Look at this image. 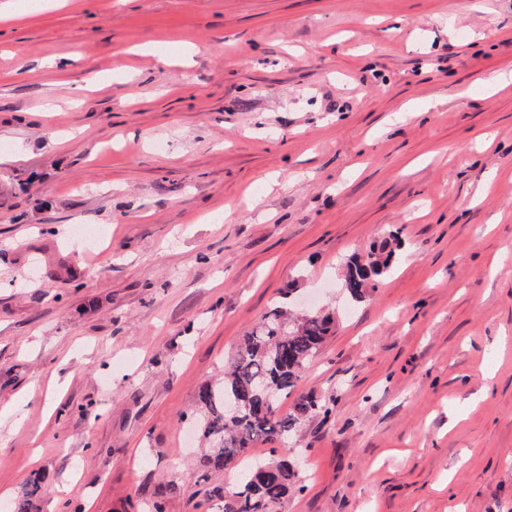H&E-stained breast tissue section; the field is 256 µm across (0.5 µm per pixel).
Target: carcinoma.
I'll return each mask as SVG.
<instances>
[{"instance_id": "1", "label": "carcinoma", "mask_w": 512, "mask_h": 512, "mask_svg": "<svg viewBox=\"0 0 512 512\" xmlns=\"http://www.w3.org/2000/svg\"><path fill=\"white\" fill-rule=\"evenodd\" d=\"M394 254L386 240L348 262L343 284L352 299L363 298L369 282L389 271ZM334 328L329 313L292 317L286 308L276 307L244 336L223 379L199 388L197 425L210 443L204 465L214 474L241 468L234 486L212 489L222 502L219 512H277L295 488L298 472L288 459L254 462L250 451L262 442L288 445L303 419L317 412L318 404L309 395L299 396L287 413L280 410V401L295 391L306 364ZM226 396L238 398L244 407L236 419L224 418ZM44 484L43 475L33 474L9 504V512H40Z\"/></svg>"}]
</instances>
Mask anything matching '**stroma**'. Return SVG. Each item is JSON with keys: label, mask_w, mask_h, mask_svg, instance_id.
<instances>
[{"label": "stroma", "mask_w": 512, "mask_h": 512, "mask_svg": "<svg viewBox=\"0 0 512 512\" xmlns=\"http://www.w3.org/2000/svg\"><path fill=\"white\" fill-rule=\"evenodd\" d=\"M20 2L0 503L38 472L42 512H218L196 395L287 298L336 331L278 512H512V0ZM394 254L390 242L385 240L366 256L355 257L348 262L342 283L347 286L346 292L352 299H362L369 282L389 271Z\"/></svg>", "instance_id": "35a3bbf8"}]
</instances>
